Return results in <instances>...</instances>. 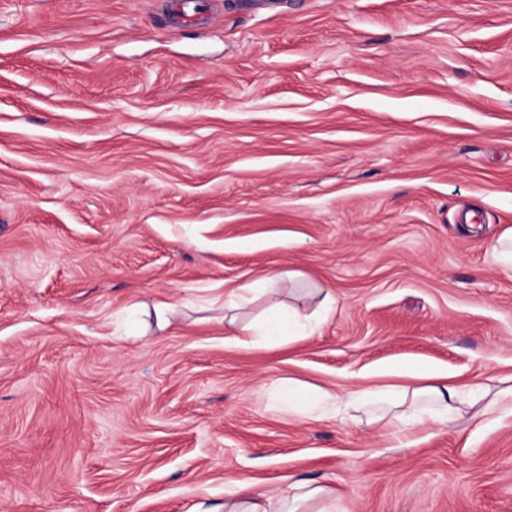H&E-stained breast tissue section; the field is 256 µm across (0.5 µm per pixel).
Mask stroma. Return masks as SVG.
<instances>
[{
    "instance_id": "obj_1",
    "label": "stroma",
    "mask_w": 512,
    "mask_h": 512,
    "mask_svg": "<svg viewBox=\"0 0 512 512\" xmlns=\"http://www.w3.org/2000/svg\"><path fill=\"white\" fill-rule=\"evenodd\" d=\"M0 0V512H512V413L272 400L512 376V0ZM291 272L301 340L226 343ZM176 309L161 326L157 303ZM288 277L290 279V272L285 274H276L269 277H266L257 283H255L260 288H236L231 291L230 296L237 299V302L234 303L236 307L247 302V292L249 293H259V294H274L277 292L276 285L282 281L284 278ZM305 390L288 381V388L284 389L278 397L281 406L288 411V414L302 415L303 410L300 404L304 398ZM333 491L325 487L317 486L303 492L291 495H269L263 491L258 483L250 480H241L236 483L233 496L224 502L225 512H329L324 509L310 511L309 503Z\"/></svg>"
}]
</instances>
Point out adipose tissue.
Wrapping results in <instances>:
<instances>
[{
	"label": "adipose tissue",
	"instance_id": "adipose-tissue-1",
	"mask_svg": "<svg viewBox=\"0 0 512 512\" xmlns=\"http://www.w3.org/2000/svg\"><path fill=\"white\" fill-rule=\"evenodd\" d=\"M298 315L276 306L253 327L268 343L280 344L300 338ZM376 382L344 396L322 391V401L330 406L345 404L362 410L370 421H384L402 431L424 424L447 427L464 411L481 417L497 410H512V386L490 391L483 385H463L454 373L417 362L388 364L375 371ZM421 380L418 388L406 386V379ZM327 488L317 486L293 494L269 495L258 483L241 480L224 512H309V504L326 496Z\"/></svg>",
	"mask_w": 512,
	"mask_h": 512
}]
</instances>
